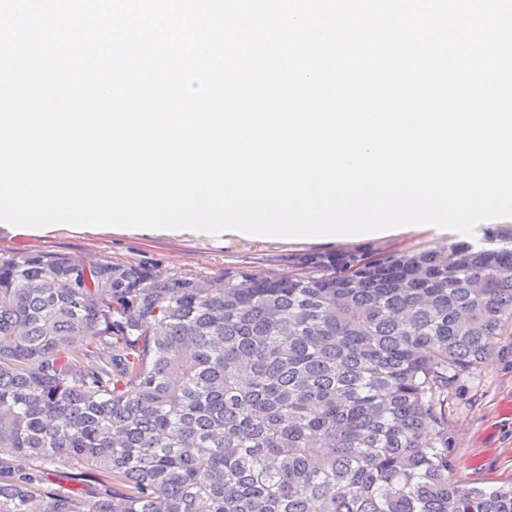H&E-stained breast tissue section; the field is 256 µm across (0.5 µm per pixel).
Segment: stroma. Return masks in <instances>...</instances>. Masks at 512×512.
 <instances>
[{"label": "stroma", "instance_id": "stroma-1", "mask_svg": "<svg viewBox=\"0 0 512 512\" xmlns=\"http://www.w3.org/2000/svg\"><path fill=\"white\" fill-rule=\"evenodd\" d=\"M456 233L411 231L348 243H217L193 235L116 233L108 227L53 225L38 234L20 233L0 223V253H62L112 262H133L199 278L223 276L242 268L263 269L283 277L303 254L350 249L386 254L458 242ZM495 356L480 372L467 376L448 395L450 446L464 474L498 488L512 484V331L495 337Z\"/></svg>", "mask_w": 512, "mask_h": 512}]
</instances>
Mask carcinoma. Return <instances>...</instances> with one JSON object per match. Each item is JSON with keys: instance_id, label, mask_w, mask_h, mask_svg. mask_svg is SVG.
Returning <instances> with one entry per match:
<instances>
[{"instance_id": "obj_1", "label": "carcinoma", "mask_w": 512, "mask_h": 512, "mask_svg": "<svg viewBox=\"0 0 512 512\" xmlns=\"http://www.w3.org/2000/svg\"><path fill=\"white\" fill-rule=\"evenodd\" d=\"M511 328L512 241L287 278L0 254V512H512L445 411Z\"/></svg>"}]
</instances>
